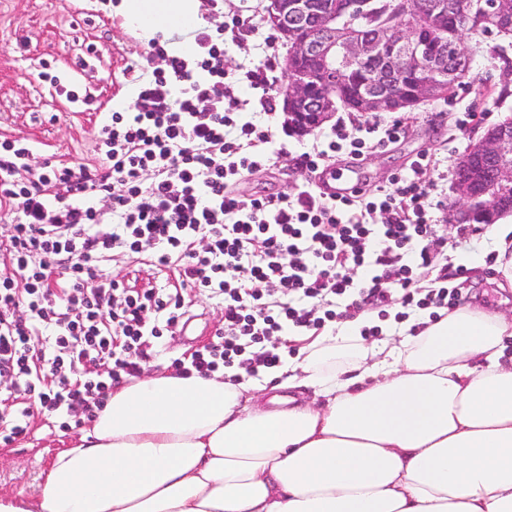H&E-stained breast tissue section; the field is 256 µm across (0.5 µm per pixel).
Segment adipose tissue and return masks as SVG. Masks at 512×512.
Segmentation results:
<instances>
[{"mask_svg": "<svg viewBox=\"0 0 512 512\" xmlns=\"http://www.w3.org/2000/svg\"><path fill=\"white\" fill-rule=\"evenodd\" d=\"M144 38L199 0H121ZM363 318L317 337L279 388L149 372L113 390L37 497L0 512H512V315L464 309L370 351Z\"/></svg>", "mask_w": 512, "mask_h": 512, "instance_id": "1", "label": "adipose tissue"}]
</instances>
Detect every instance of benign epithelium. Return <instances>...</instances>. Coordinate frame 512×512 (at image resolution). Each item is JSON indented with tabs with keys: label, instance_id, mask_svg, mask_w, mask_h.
<instances>
[{
	"label": "benign epithelium",
	"instance_id": "1",
	"mask_svg": "<svg viewBox=\"0 0 512 512\" xmlns=\"http://www.w3.org/2000/svg\"><path fill=\"white\" fill-rule=\"evenodd\" d=\"M403 0H267L262 22L275 31L286 53L283 70L292 77L282 84L279 96L288 128L303 137L330 120L338 106L336 84L347 79L357 65L373 66L375 78L359 92L364 112H396V104L416 110L429 101L434 84L419 82L399 98L398 77L408 70L448 75V60L456 70L468 67L470 57L461 44L448 39L447 31L437 40L426 35L421 24L401 20L399 26L378 25L361 30L356 38L336 44V26L367 19L383 8L398 11ZM476 10L495 20L500 29L512 27V0H478ZM427 13L448 18V0H425ZM478 162L498 189L489 200L475 193L472 180L462 171ZM455 189L460 199L457 222H491L506 211L512 214V122L498 123L472 144L455 164Z\"/></svg>",
	"mask_w": 512,
	"mask_h": 512
}]
</instances>
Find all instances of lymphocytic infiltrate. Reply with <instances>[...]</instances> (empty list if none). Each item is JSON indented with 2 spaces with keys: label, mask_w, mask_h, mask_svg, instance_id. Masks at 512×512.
Returning a JSON list of instances; mask_svg holds the SVG:
<instances>
[{
  "label": "lymphocytic infiltrate",
  "mask_w": 512,
  "mask_h": 512,
  "mask_svg": "<svg viewBox=\"0 0 512 512\" xmlns=\"http://www.w3.org/2000/svg\"><path fill=\"white\" fill-rule=\"evenodd\" d=\"M195 45L178 56L150 43L144 60L159 56L165 66L139 81L130 110L112 112L93 165L36 166L29 143L0 141V212L18 216L0 227L1 444L25 436L38 413L64 429L93 420L113 387L174 334L187 288L222 301L224 332L174 359L185 375L276 368L282 357L271 343L286 330L318 332L369 306L458 304L447 269L435 264L437 183L427 157L370 197L327 199L309 183L294 194L240 196V178L276 164L277 133L243 119L223 38L201 30ZM274 46L265 37L263 62L244 75L266 115ZM402 132L395 119L340 122L297 164L312 173L340 151L360 156ZM135 255L175 285L128 287L106 272L111 259ZM430 274L436 287H419Z\"/></svg>",
  "instance_id": "obj_1"
}]
</instances>
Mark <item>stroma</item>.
I'll list each match as a JSON object with an SVG mask.
<instances>
[{
  "label": "stroma",
  "mask_w": 512,
  "mask_h": 512,
  "mask_svg": "<svg viewBox=\"0 0 512 512\" xmlns=\"http://www.w3.org/2000/svg\"><path fill=\"white\" fill-rule=\"evenodd\" d=\"M119 0H0V140L24 138L37 159L71 165L91 164L97 157L96 139L112 105L135 98L134 74L147 41L127 28L116 11ZM266 0H219L209 23L216 30L232 16L248 17L250 26L225 39L224 66L237 74L257 64L262 35L269 29L262 21ZM497 37L468 34L464 45L472 58L473 82L456 87L448 97L400 114L404 125L400 139L363 155L359 163L369 174V190L387 185L389 178L408 170L420 154L445 172L464 153L472 139L485 129L512 116V95L500 96L502 66L494 48ZM58 76L86 95V104L75 106L59 96L50 76ZM471 113L460 125L463 113ZM313 135L293 136L288 153L271 169L245 175L240 194H292L309 177L296 164ZM438 208L432 209L436 234L447 246L437 263L448 268V285L458 292L464 308L512 311V291L495 288L497 265L492 260L491 235L465 238L452 220L457 197L453 182L440 181ZM191 323L184 334L163 337L156 354L142 366L151 372L171 369L173 359L190 355L215 338L224 328V307L207 295L191 297ZM79 429H61L58 420L38 414L31 432L10 445L0 444V496L19 492L30 496L40 491L55 456L71 448Z\"/></svg>",
  "instance_id": "35a3bbf8"
}]
</instances>
